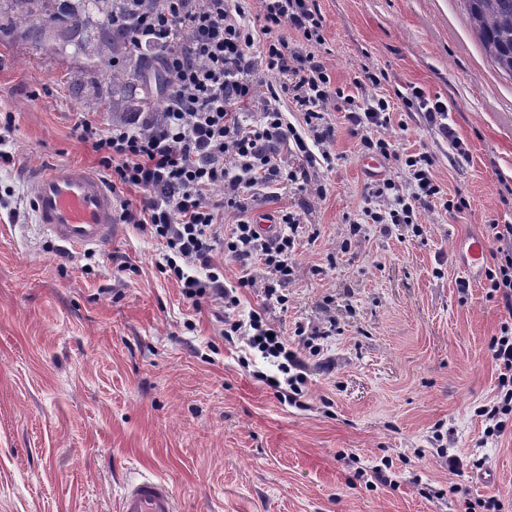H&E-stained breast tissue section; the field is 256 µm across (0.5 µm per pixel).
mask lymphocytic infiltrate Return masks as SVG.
<instances>
[{
	"instance_id": "obj_1",
	"label": "lymphocytic infiltrate",
	"mask_w": 512,
	"mask_h": 512,
	"mask_svg": "<svg viewBox=\"0 0 512 512\" xmlns=\"http://www.w3.org/2000/svg\"><path fill=\"white\" fill-rule=\"evenodd\" d=\"M246 0H160L157 8H139L131 0L115 23L129 31L134 52L161 45L170 75L163 119L134 117L101 127L82 120L77 131L91 143L98 164L113 190L135 187L147 197L140 209L123 208V223L138 225L167 250L164 272L180 283L193 304L216 306L225 339L242 337L253 355L276 366V375L258 373L259 381L281 402L301 406L307 393L306 356H318L333 327H298L303 345L291 347L267 309L241 314L238 288L261 287L266 301L285 304L281 292L292 271L291 254L299 226L283 214L288 227L276 241H267L249 220H239L231 237L221 239L226 210L245 211V189L256 185L278 189L306 179V171L288 169L285 156L312 160L310 141H324L333 130L321 119L334 93L330 76L313 49L324 42L323 20L314 0H259L258 22H251ZM291 27L302 39L290 45L281 33ZM277 76L268 84L266 73ZM289 96L304 114L312 139L288 123L280 108ZM391 105L378 96L351 110V132L364 148H377L387 159L401 160L407 186L393 182L376 186L378 197L391 196L388 211L370 212L375 224H408L416 211L443 196L431 172L427 153L399 156L387 140H372V130L391 122ZM223 186L213 200L211 190ZM497 262L486 273L489 297L512 316V224L490 227ZM249 262L259 260V273L226 286L216 250ZM499 370L497 402L477 408L487 425L485 438L502 436L512 426V319L503 323L490 343Z\"/></svg>"
}]
</instances>
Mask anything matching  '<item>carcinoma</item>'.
Here are the masks:
<instances>
[{"mask_svg": "<svg viewBox=\"0 0 512 512\" xmlns=\"http://www.w3.org/2000/svg\"><path fill=\"white\" fill-rule=\"evenodd\" d=\"M16 17L25 21L42 18L46 23L56 20L55 11L43 12L45 5H60L70 12L72 24L62 38L51 46L57 53L72 51L86 56L96 66L111 65V54L129 49L127 32L113 24L114 16L123 8L122 0H11ZM481 44L498 68L512 77V0H462ZM94 15L101 24L79 25L78 14ZM112 84L137 85L143 92L142 103L157 114L164 111L153 96L167 85L164 69L150 57L128 56L122 69L109 70Z\"/></svg>", "mask_w": 512, "mask_h": 512, "instance_id": "1", "label": "carcinoma"}]
</instances>
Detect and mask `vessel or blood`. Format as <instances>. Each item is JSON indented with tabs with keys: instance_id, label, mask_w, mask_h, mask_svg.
Listing matches in <instances>:
<instances>
[{
	"instance_id": "1",
	"label": "vessel or blood",
	"mask_w": 512,
	"mask_h": 512,
	"mask_svg": "<svg viewBox=\"0 0 512 512\" xmlns=\"http://www.w3.org/2000/svg\"><path fill=\"white\" fill-rule=\"evenodd\" d=\"M29 190L35 222L48 236L80 249H102L111 244L116 234V202L111 189L84 167L36 173ZM487 250L483 239L469 240L468 274L482 270ZM119 512H179V505L169 482L142 476L124 489Z\"/></svg>"
}]
</instances>
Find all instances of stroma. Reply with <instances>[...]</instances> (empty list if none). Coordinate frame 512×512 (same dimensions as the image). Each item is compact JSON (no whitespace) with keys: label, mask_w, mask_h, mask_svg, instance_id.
I'll use <instances>...</instances> for the list:
<instances>
[{"label":"stroma","mask_w":512,"mask_h":512,"mask_svg":"<svg viewBox=\"0 0 512 512\" xmlns=\"http://www.w3.org/2000/svg\"><path fill=\"white\" fill-rule=\"evenodd\" d=\"M316 6L315 54L345 96L328 105L334 136L315 147L317 162L290 165L323 193L256 187L246 213L223 220H274L284 209L299 220L285 305L241 291L243 310L268 307L290 345L298 326L336 323L296 408L243 367L244 345L221 336L214 306H194L160 273L163 249L137 225L84 251L35 224L30 176L97 171L75 126L130 118L134 93L86 57L53 52L54 28L31 40L0 0V114L15 118L13 160L0 161V512H118L134 472L166 479L181 512H463L492 494L512 512V432L482 442L475 413L498 392L489 342L505 314L455 250L512 224V78L487 58L460 0ZM367 71L380 85L355 87ZM414 89L447 104L460 148L405 102ZM377 94L392 106L379 137L430 154L448 199L469 203L419 211V235L414 224L383 231L363 214L387 206L369 188L404 181L396 162L348 132L346 96L360 104ZM385 462L394 485L355 475Z\"/></svg>","instance_id":"1"}]
</instances>
